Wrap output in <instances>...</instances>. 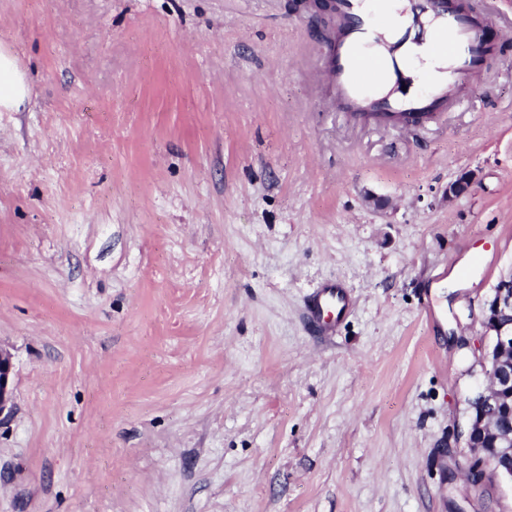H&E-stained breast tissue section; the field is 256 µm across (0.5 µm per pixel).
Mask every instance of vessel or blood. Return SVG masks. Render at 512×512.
Wrapping results in <instances>:
<instances>
[{"label": "vessel or blood", "instance_id": "b4317fda", "mask_svg": "<svg viewBox=\"0 0 512 512\" xmlns=\"http://www.w3.org/2000/svg\"><path fill=\"white\" fill-rule=\"evenodd\" d=\"M409 26L394 30L386 52L378 58L361 50L380 37L378 0H335L339 32L327 53L324 69L336 109L382 126H414L426 113L448 101L449 84L465 88L479 77L480 61L489 49L485 27L474 15L456 10L451 0H404ZM448 44L450 79L431 83L423 94H381L382 81L400 75L414 47L433 38ZM351 295L344 284L326 281L305 302V315L312 322L334 329L350 314Z\"/></svg>", "mask_w": 512, "mask_h": 512}]
</instances>
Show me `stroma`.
Instances as JSON below:
<instances>
[{
  "label": "stroma",
  "mask_w": 512,
  "mask_h": 512,
  "mask_svg": "<svg viewBox=\"0 0 512 512\" xmlns=\"http://www.w3.org/2000/svg\"><path fill=\"white\" fill-rule=\"evenodd\" d=\"M326 28L296 0H0L31 89L0 112V512H512L464 436L512 270V40L412 131L318 91ZM336 277L324 339L303 300ZM351 295L344 284L325 281L315 288L305 302V315L314 323L333 331L350 314ZM13 364L8 352L0 348V417L12 410L13 389L11 388Z\"/></svg>",
  "instance_id": "1"
}]
</instances>
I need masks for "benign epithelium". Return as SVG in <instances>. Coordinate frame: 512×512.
Instances as JSON below:
<instances>
[{"label": "benign epithelium", "mask_w": 512, "mask_h": 512, "mask_svg": "<svg viewBox=\"0 0 512 512\" xmlns=\"http://www.w3.org/2000/svg\"><path fill=\"white\" fill-rule=\"evenodd\" d=\"M484 327L494 338L491 349L483 355L489 387L475 398L480 411L471 415L466 432L468 447L478 461V466L467 472L474 485L484 481L485 463L495 474L512 480V430L502 429L497 421L503 410L512 416V271L500 277L494 286L486 302ZM12 371L10 354L0 348V416L12 410ZM490 435L495 436L494 457L487 458L482 442Z\"/></svg>", "instance_id": "7a95c632"}]
</instances>
